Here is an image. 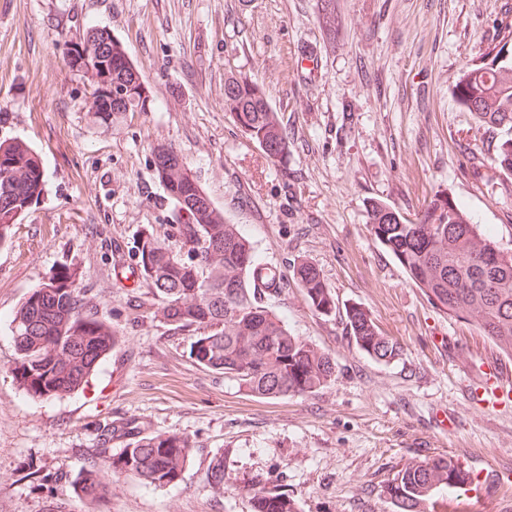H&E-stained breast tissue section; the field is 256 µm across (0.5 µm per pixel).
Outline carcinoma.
Segmentation results:
<instances>
[{"label": "carcinoma", "mask_w": 512, "mask_h": 512, "mask_svg": "<svg viewBox=\"0 0 512 512\" xmlns=\"http://www.w3.org/2000/svg\"><path fill=\"white\" fill-rule=\"evenodd\" d=\"M333 0H317L320 23L336 31ZM487 55L471 66L455 87L457 103L472 112L495 139L493 169L512 176V23H501ZM70 67L126 88L120 99L97 96L101 115L144 111L149 95L121 43L105 30H91L74 47ZM224 110L271 158L288 152L278 113L262 89L247 78L228 80ZM158 178L183 223L159 234L144 228L134 241L141 278L159 298L157 316L177 328L197 331L188 355L197 364L235 381L262 398L312 395L336 379L335 358L292 335L265 302L282 291L283 275L258 257L237 225L229 223L200 186L181 154L161 147L155 155ZM44 189L38 154L18 141H0V242L6 241ZM369 230L401 264L410 281L433 305L451 317L473 322L489 340L512 355V248L471 221L463 205L448 193H434L420 214L406 218L389 204L372 200ZM291 278L311 308L329 315L336 302L315 265L293 263ZM81 273L63 268L33 289L13 318L16 358L11 373L17 385L36 398H53L84 387L97 364L119 344L120 331L93 312L79 288ZM350 339L374 360L388 362L400 346L384 335L359 306L346 309ZM124 438L126 444L103 462H92L76 478L89 505L108 494L103 469L145 485L177 483L193 448L186 436L146 432L115 422L101 429L102 452ZM474 477L448 454L406 462L383 484L382 493L396 512H447L448 490H461ZM207 482L224 493V458L216 455ZM253 512H296L283 492L251 493Z\"/></svg>", "instance_id": "1"}]
</instances>
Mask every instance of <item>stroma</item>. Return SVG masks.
Instances as JSON below:
<instances>
[{"mask_svg":"<svg viewBox=\"0 0 512 512\" xmlns=\"http://www.w3.org/2000/svg\"><path fill=\"white\" fill-rule=\"evenodd\" d=\"M512 0H336L328 35L316 0H0V139L35 149L44 191L0 244V512H87L73 486L101 456L100 426L132 422L189 437L181 480L114 477L97 512H252L276 489L297 512H394L383 482L405 462L449 454L476 482L448 512H512V400L469 405L512 356L436 309L373 236L367 203L415 217L448 190L512 247V177L489 166L487 136L454 89ZM107 29L137 65L149 108L102 121L68 51ZM258 83L288 152L272 159L224 110L228 76ZM175 147L263 261L319 269L338 314L288 284L269 306L289 331L334 354L311 396L260 398L194 362L192 331L154 316L133 270L142 227L179 215L154 167ZM76 266L121 341L85 389L37 399L15 384L12 319L32 289ZM366 308L401 354L359 352L341 307ZM449 426H442V419ZM224 457V493L207 484Z\"/></svg>","mask_w":512,"mask_h":512,"instance_id":"35a3bbf8","label":"stroma"}]
</instances>
